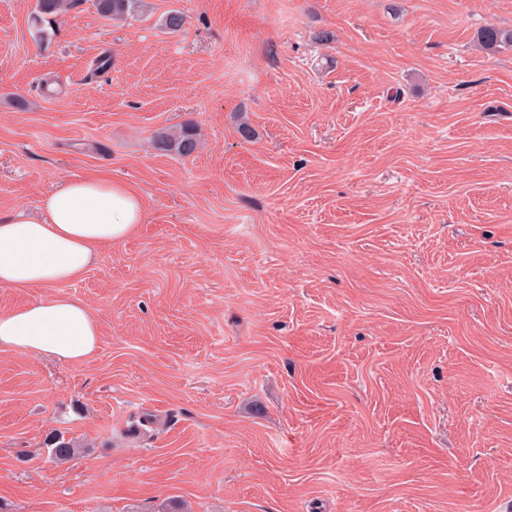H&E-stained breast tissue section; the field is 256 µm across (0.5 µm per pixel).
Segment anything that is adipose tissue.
<instances>
[{"mask_svg":"<svg viewBox=\"0 0 512 512\" xmlns=\"http://www.w3.org/2000/svg\"><path fill=\"white\" fill-rule=\"evenodd\" d=\"M144 220L139 197L99 176L76 177L44 196L40 211L0 217V287L25 289L82 276L98 248L123 241ZM99 324L66 296L0 312V346L79 362L98 346Z\"/></svg>","mask_w":512,"mask_h":512,"instance_id":"obj_1","label":"adipose tissue"}]
</instances>
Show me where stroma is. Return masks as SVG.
<instances>
[{
	"mask_svg": "<svg viewBox=\"0 0 512 512\" xmlns=\"http://www.w3.org/2000/svg\"><path fill=\"white\" fill-rule=\"evenodd\" d=\"M36 3L0 0V217L104 174L145 219L0 288L100 328L0 348V512H512V47L474 40L512 0ZM141 0H94L97 12L106 18L121 19L136 11ZM198 133L194 128L182 129L178 134H170L166 131L156 135L158 149L167 152H176L182 156L194 153L198 147ZM100 328L86 305L67 296L0 312V346L79 362L98 346Z\"/></svg>",
	"mask_w": 512,
	"mask_h": 512,
	"instance_id": "35a3bbf8",
	"label": "stroma"
}]
</instances>
